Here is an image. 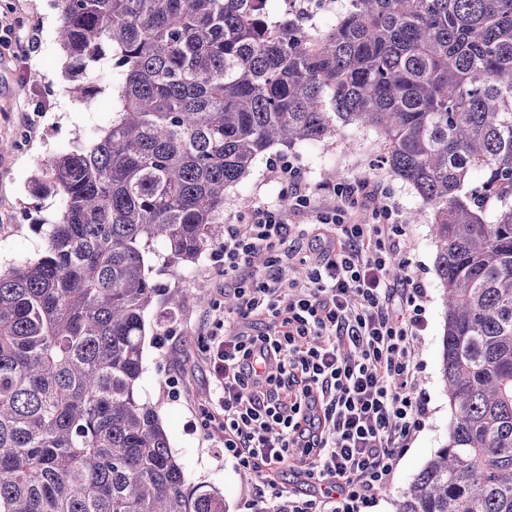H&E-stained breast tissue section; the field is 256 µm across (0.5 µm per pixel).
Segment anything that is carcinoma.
<instances>
[{"label": "carcinoma", "instance_id": "carcinoma-1", "mask_svg": "<svg viewBox=\"0 0 512 512\" xmlns=\"http://www.w3.org/2000/svg\"><path fill=\"white\" fill-rule=\"evenodd\" d=\"M270 2L55 0L70 78L116 84L111 123L34 177L62 200L37 255L0 265V512H224L138 394L144 314L186 296L148 257L178 275L261 154L351 125L430 209L442 288L453 418L394 512H512V0H348L319 29Z\"/></svg>", "mask_w": 512, "mask_h": 512}]
</instances>
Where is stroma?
I'll return each instance as SVG.
<instances>
[{
  "label": "stroma",
  "instance_id": "stroma-1",
  "mask_svg": "<svg viewBox=\"0 0 512 512\" xmlns=\"http://www.w3.org/2000/svg\"><path fill=\"white\" fill-rule=\"evenodd\" d=\"M0 20L14 28L11 45H0V142L5 145L0 151V264L4 265L34 253L40 240L32 224L55 219L62 206L57 197L42 200L33 195L31 180L40 164L52 157L54 149H71L110 124L112 71L106 66L90 71L85 80L96 91L94 100L88 105L75 103L67 92V60L55 39L54 0H0ZM34 23L40 28L41 48L27 61L19 46ZM380 154L375 132L355 126L347 127L342 137L312 146L275 145L257 158L248 177L230 189L224 201L228 224L242 223L260 204L278 203L283 190L273 181L268 163L281 157L298 166L313 186L365 177L378 182L407 223L400 262L424 286L418 379L430 413L404 451L392 481L365 512H393L395 499L445 443L452 419L440 371L444 308L430 231L432 215L411 186L378 168ZM148 265L151 277L165 288L188 290L196 280H206L209 299L202 304L187 297L165 338L146 343L139 395L156 404L189 483L203 482L222 492L228 512H260L254 478L235 471L218 453L219 432L209 426L202 407L210 382L202 352L206 323L216 309H228L231 303L222 290L224 270L207 255L176 276L164 270L161 257H150Z\"/></svg>",
  "mask_w": 512,
  "mask_h": 512
}]
</instances>
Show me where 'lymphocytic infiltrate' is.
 <instances>
[{
	"label": "lymphocytic infiltrate",
	"mask_w": 512,
	"mask_h": 512,
	"mask_svg": "<svg viewBox=\"0 0 512 512\" xmlns=\"http://www.w3.org/2000/svg\"><path fill=\"white\" fill-rule=\"evenodd\" d=\"M271 173L296 211L312 208L316 191L299 167L282 161ZM327 194L316 221L330 232L305 280L284 277L291 226L273 205L227 225L212 253L236 305L207 333L206 417L224 434L225 459L256 478V499L270 512H363L429 414L415 347L423 287L410 275L386 277L406 228L374 182L343 181ZM370 203L374 222L356 221L355 210ZM261 252L271 256L264 272L251 265ZM260 318L271 330L246 331ZM285 467L327 483L323 499L288 496L278 480Z\"/></svg>",
	"instance_id": "1"
}]
</instances>
